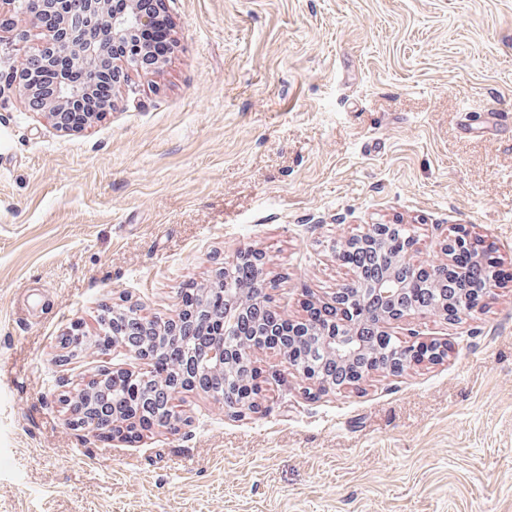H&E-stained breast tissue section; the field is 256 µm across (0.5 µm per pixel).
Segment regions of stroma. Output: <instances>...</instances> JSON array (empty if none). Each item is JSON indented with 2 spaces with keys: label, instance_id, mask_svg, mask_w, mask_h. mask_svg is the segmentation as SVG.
Returning <instances> with one entry per match:
<instances>
[{
  "label": "stroma",
  "instance_id": "1",
  "mask_svg": "<svg viewBox=\"0 0 512 512\" xmlns=\"http://www.w3.org/2000/svg\"><path fill=\"white\" fill-rule=\"evenodd\" d=\"M177 44L112 111L65 132L0 95V512H512V0H163ZM410 225L436 265L462 226L502 270L481 310L392 335L448 356L305 397L286 355L252 358L253 408L199 390L184 421L104 441L67 399L121 344L64 355L109 309L169 319L186 285L266 258L286 317L330 301L336 253Z\"/></svg>",
  "mask_w": 512,
  "mask_h": 512
}]
</instances>
